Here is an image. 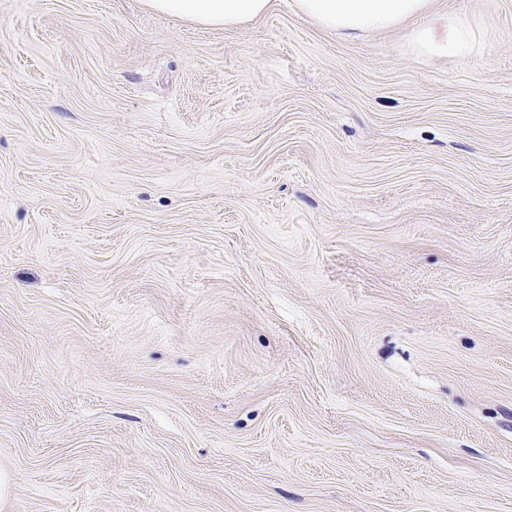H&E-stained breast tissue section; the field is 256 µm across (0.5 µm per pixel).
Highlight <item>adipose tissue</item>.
<instances>
[{
    "label": "adipose tissue",
    "mask_w": 512,
    "mask_h": 512,
    "mask_svg": "<svg viewBox=\"0 0 512 512\" xmlns=\"http://www.w3.org/2000/svg\"><path fill=\"white\" fill-rule=\"evenodd\" d=\"M156 14L184 18L207 27L241 25L256 20L273 0H143ZM430 0H293L295 12L320 29L340 37L387 31L418 20L412 32L415 53L429 58H460L474 49L466 17L434 12Z\"/></svg>",
    "instance_id": "adipose-tissue-1"
}]
</instances>
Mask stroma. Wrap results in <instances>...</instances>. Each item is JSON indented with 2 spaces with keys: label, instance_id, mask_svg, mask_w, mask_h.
Segmentation results:
<instances>
[{
  "label": "stroma",
  "instance_id": "stroma-1",
  "mask_svg": "<svg viewBox=\"0 0 512 512\" xmlns=\"http://www.w3.org/2000/svg\"><path fill=\"white\" fill-rule=\"evenodd\" d=\"M0 0V512H512V0ZM156 14L188 19L207 27L241 25L256 20L273 0H143ZM430 0H293L295 12L340 37L387 31L423 18L412 31L418 56L460 58L474 49V32L464 16L433 12Z\"/></svg>",
  "mask_w": 512,
  "mask_h": 512
}]
</instances>
